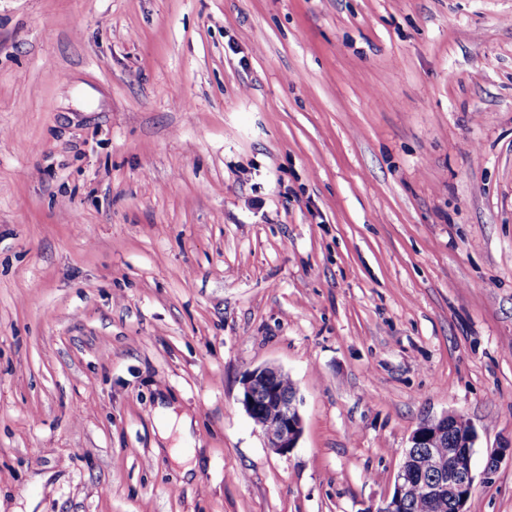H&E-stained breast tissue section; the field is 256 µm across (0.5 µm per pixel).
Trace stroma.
<instances>
[{
	"mask_svg": "<svg viewBox=\"0 0 512 512\" xmlns=\"http://www.w3.org/2000/svg\"><path fill=\"white\" fill-rule=\"evenodd\" d=\"M447 411L512 512V0H0V512H376ZM283 373L274 366L258 367L249 371L242 380L240 399L250 417L259 414L261 409H270L277 413L276 420L267 422L262 427V432L267 447L278 454L296 448L303 427L297 389L288 374ZM278 383L286 392L281 390ZM161 420L158 426L159 436L163 440L169 439L173 429L184 439L191 436L192 419L186 414L178 415L172 408L159 407Z\"/></svg>",
	"mask_w": 512,
	"mask_h": 512,
	"instance_id": "stroma-1",
	"label": "stroma"
}]
</instances>
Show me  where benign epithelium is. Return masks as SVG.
I'll return each instance as SVG.
<instances>
[{"label":"benign epithelium","instance_id":"7a95c632","mask_svg":"<svg viewBox=\"0 0 512 512\" xmlns=\"http://www.w3.org/2000/svg\"><path fill=\"white\" fill-rule=\"evenodd\" d=\"M283 371L274 366L258 367L248 372L242 380L241 403L249 416L270 409L277 413L274 421L262 427L267 447L278 454L296 447L302 434L303 420L299 412L298 392H284L278 386ZM450 437L456 447L448 449V455L435 454L432 443ZM477 435L471 423L461 414L446 412L427 419L413 431L409 438V450L405 451L395 477L394 487L383 499L381 512H401L410 483L418 479L419 471L413 466L410 450L424 449L433 479L428 483L432 503L443 508L448 502L456 504V512H466V496L473 490L476 474L472 459Z\"/></svg>","mask_w":512,"mask_h":512}]
</instances>
